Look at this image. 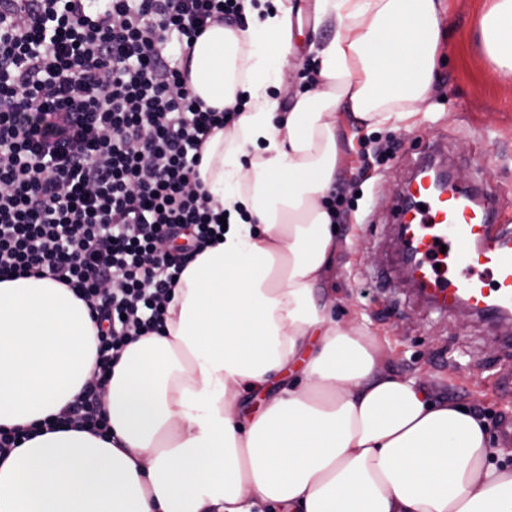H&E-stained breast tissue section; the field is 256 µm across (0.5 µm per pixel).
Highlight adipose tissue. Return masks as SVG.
<instances>
[{"label": "adipose tissue", "instance_id": "obj_1", "mask_svg": "<svg viewBox=\"0 0 512 512\" xmlns=\"http://www.w3.org/2000/svg\"><path fill=\"white\" fill-rule=\"evenodd\" d=\"M212 24L186 87L242 105L204 144L199 178L228 217L184 269L164 334L130 343L107 382L110 433L38 434L0 463V512H512V466L473 410L389 371L336 316L328 203L338 118L401 127L429 97L446 0H315L312 84L282 102L294 0H244ZM482 47L512 80V0ZM87 304L48 277L0 279V426L61 413L96 372ZM266 394L258 412L246 398Z\"/></svg>", "mask_w": 512, "mask_h": 512}]
</instances>
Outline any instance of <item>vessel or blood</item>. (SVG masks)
Returning a JSON list of instances; mask_svg holds the SVG:
<instances>
[{
  "instance_id": "b4317fda",
  "label": "vessel or blood",
  "mask_w": 512,
  "mask_h": 512,
  "mask_svg": "<svg viewBox=\"0 0 512 512\" xmlns=\"http://www.w3.org/2000/svg\"><path fill=\"white\" fill-rule=\"evenodd\" d=\"M395 221L407 236L412 277L439 307L465 302L479 315L512 319V230L474 193L416 178Z\"/></svg>"
}]
</instances>
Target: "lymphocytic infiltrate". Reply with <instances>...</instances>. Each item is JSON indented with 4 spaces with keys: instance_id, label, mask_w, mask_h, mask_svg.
I'll use <instances>...</instances> for the list:
<instances>
[{
    "instance_id": "obj_1",
    "label": "lymphocytic infiltrate",
    "mask_w": 512,
    "mask_h": 512,
    "mask_svg": "<svg viewBox=\"0 0 512 512\" xmlns=\"http://www.w3.org/2000/svg\"><path fill=\"white\" fill-rule=\"evenodd\" d=\"M214 21L244 28L242 0H0V278L85 301L103 378L222 233L198 157L237 110L185 88ZM43 425L110 430L92 385Z\"/></svg>"
}]
</instances>
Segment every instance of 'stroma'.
<instances>
[{"label": "stroma", "instance_id": "35a3bbf8", "mask_svg": "<svg viewBox=\"0 0 512 512\" xmlns=\"http://www.w3.org/2000/svg\"><path fill=\"white\" fill-rule=\"evenodd\" d=\"M449 33L434 91L407 125L341 142L333 194L344 199L336 252L337 314L363 323L391 369L424 379L437 399L472 407L491 434L512 448V353L498 323L422 300L398 274L402 253L393 228L398 192L417 160L446 145L461 188L479 187L501 220L512 223V82L493 71L479 43L488 0H447Z\"/></svg>", "mask_w": 512, "mask_h": 512}]
</instances>
